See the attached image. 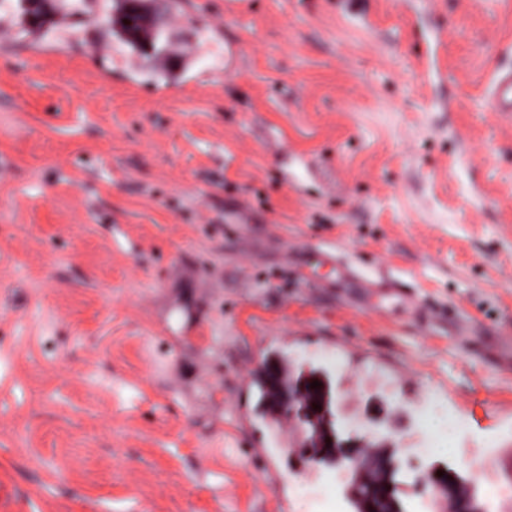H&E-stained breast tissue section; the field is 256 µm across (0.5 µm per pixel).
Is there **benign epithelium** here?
<instances>
[{"label": "benign epithelium", "instance_id": "1", "mask_svg": "<svg viewBox=\"0 0 512 512\" xmlns=\"http://www.w3.org/2000/svg\"><path fill=\"white\" fill-rule=\"evenodd\" d=\"M267 386L273 392V411L292 421L303 436L299 457L315 467L325 462L348 465L352 472L350 494L359 512H379L378 503L390 504L392 512H400L399 501L391 496L392 484L386 481L397 469V462L388 448L367 458L359 452L356 441H345L336 430V404L328 385L312 388L314 379L307 375L283 380L280 359L266 361L259 369ZM376 471L383 478L374 482L368 473ZM427 494L433 512H483V506L473 496H461L453 479L438 476L432 469V477L419 486Z\"/></svg>", "mask_w": 512, "mask_h": 512}]
</instances>
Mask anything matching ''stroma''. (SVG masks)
I'll list each match as a JSON object with an SVG mask.
<instances>
[{"instance_id":"1","label":"stroma","mask_w":512,"mask_h":512,"mask_svg":"<svg viewBox=\"0 0 512 512\" xmlns=\"http://www.w3.org/2000/svg\"><path fill=\"white\" fill-rule=\"evenodd\" d=\"M70 2L0 8V512H353L270 358L328 371L342 436L426 399L429 467L511 480L512 0H169L176 66ZM490 98L497 112H512V73L499 79Z\"/></svg>"}]
</instances>
